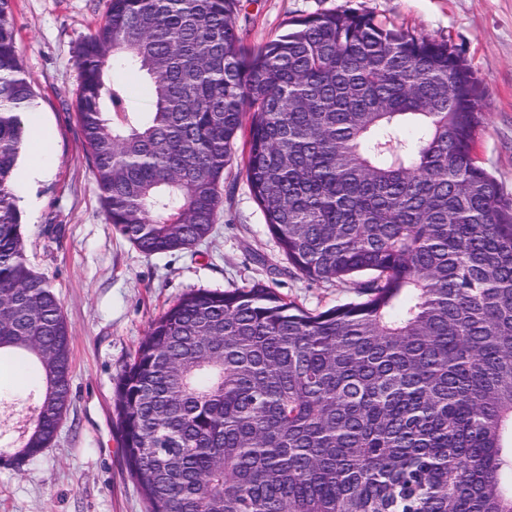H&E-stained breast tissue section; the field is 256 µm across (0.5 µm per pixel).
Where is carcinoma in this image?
I'll list each match as a JSON object with an SVG mask.
<instances>
[{
    "mask_svg": "<svg viewBox=\"0 0 512 512\" xmlns=\"http://www.w3.org/2000/svg\"><path fill=\"white\" fill-rule=\"evenodd\" d=\"M239 0H110L76 48L109 223L147 254L206 239L245 169L289 268L368 273L313 314L255 283L190 291L120 374L115 425L148 512H512V197L473 154L483 88L445 41L355 9L250 51ZM132 71L150 91L130 108ZM34 99L0 0V356L31 374L0 467L70 403L59 298L28 264L15 170Z\"/></svg>",
    "mask_w": 512,
    "mask_h": 512,
    "instance_id": "1",
    "label": "carcinoma"
}]
</instances>
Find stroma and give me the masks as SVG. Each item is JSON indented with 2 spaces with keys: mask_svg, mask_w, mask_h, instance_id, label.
Masks as SVG:
<instances>
[{
  "mask_svg": "<svg viewBox=\"0 0 512 512\" xmlns=\"http://www.w3.org/2000/svg\"><path fill=\"white\" fill-rule=\"evenodd\" d=\"M108 0H14L13 21L33 106L50 136V167L15 194L24 253L52 285L72 336L71 398L51 447L13 471L0 467V512H146L126 472L114 390L152 320L195 289L256 282L311 312L359 300L355 280L312 282L289 273L246 179V145L224 171L231 188L211 236L164 255L136 249L109 224L88 159L75 100V46ZM353 8L460 51L481 83L485 123L474 156L512 197V0H240L237 25L255 48L290 19Z\"/></svg>",
  "mask_w": 512,
  "mask_h": 512,
  "instance_id": "obj_1",
  "label": "stroma"
}]
</instances>
